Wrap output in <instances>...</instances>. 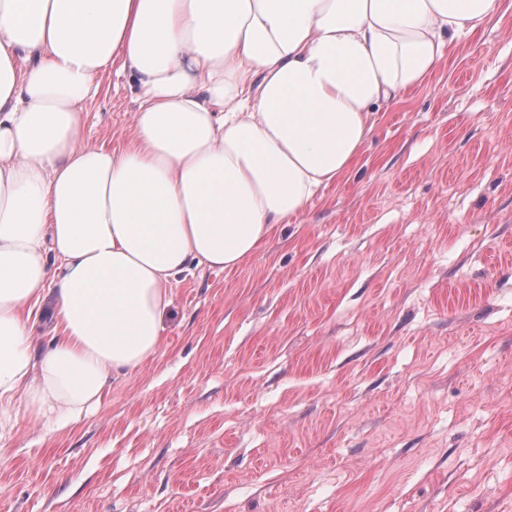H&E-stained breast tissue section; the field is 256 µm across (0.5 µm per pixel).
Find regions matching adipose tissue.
Listing matches in <instances>:
<instances>
[{
	"label": "adipose tissue",
	"mask_w": 512,
	"mask_h": 512,
	"mask_svg": "<svg viewBox=\"0 0 512 512\" xmlns=\"http://www.w3.org/2000/svg\"><path fill=\"white\" fill-rule=\"evenodd\" d=\"M500 2L0 0V438L20 401L48 434L98 407L174 286L294 223ZM116 65L139 104L109 149L82 108Z\"/></svg>",
	"instance_id": "ef3b65f1"
}]
</instances>
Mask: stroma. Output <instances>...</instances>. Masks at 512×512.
<instances>
[{
  "label": "stroma",
  "instance_id": "obj_1",
  "mask_svg": "<svg viewBox=\"0 0 512 512\" xmlns=\"http://www.w3.org/2000/svg\"><path fill=\"white\" fill-rule=\"evenodd\" d=\"M384 106L356 171L174 289L98 408L0 440V512H512V0ZM137 106H84L112 147Z\"/></svg>",
  "mask_w": 512,
  "mask_h": 512
}]
</instances>
